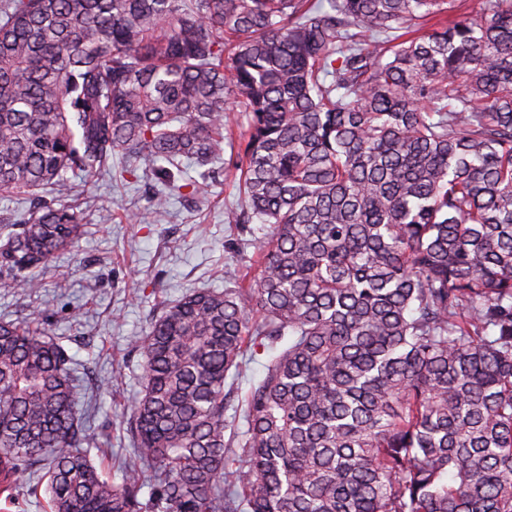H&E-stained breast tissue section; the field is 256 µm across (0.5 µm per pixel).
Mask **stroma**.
Returning <instances> with one entry per match:
<instances>
[{
  "label": "stroma",
  "instance_id": "obj_1",
  "mask_svg": "<svg viewBox=\"0 0 512 512\" xmlns=\"http://www.w3.org/2000/svg\"><path fill=\"white\" fill-rule=\"evenodd\" d=\"M152 185L113 181L104 175L78 181L76 195L89 225L73 253L56 259L70 275L65 295L46 288L38 299H23L0 288V320L27 316L48 306L47 328L69 339V347L90 383L119 378L88 406L100 432V457L107 476L121 481L122 466L132 453L127 410L141 389V356L134 340L144 335L162 302L199 289L233 287L250 271L249 259L230 260L224 250L237 235L226 208L235 197L232 178L216 173L205 202L175 198L163 220H156L148 199ZM136 214L128 222L127 214ZM147 288L149 298L135 291Z\"/></svg>",
  "mask_w": 512,
  "mask_h": 512
}]
</instances>
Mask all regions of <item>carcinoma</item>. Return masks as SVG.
Wrapping results in <instances>:
<instances>
[{
    "label": "carcinoma",
    "mask_w": 512,
    "mask_h": 512,
    "mask_svg": "<svg viewBox=\"0 0 512 512\" xmlns=\"http://www.w3.org/2000/svg\"><path fill=\"white\" fill-rule=\"evenodd\" d=\"M227 146L258 271L135 341L122 482L43 309L0 322V495L37 472L49 512H143L146 483L154 512H512V0H0V192L31 196L0 288L40 296L78 246L71 177L118 156L161 218ZM263 362L265 360L262 356L259 360L249 361L242 367L239 377L234 380L235 394L237 392L239 396H244L251 385L262 378L264 373Z\"/></svg>",
    "instance_id": "cac0c4a2"
}]
</instances>
